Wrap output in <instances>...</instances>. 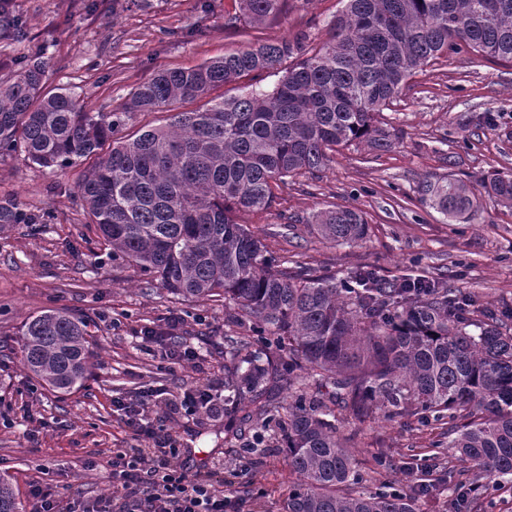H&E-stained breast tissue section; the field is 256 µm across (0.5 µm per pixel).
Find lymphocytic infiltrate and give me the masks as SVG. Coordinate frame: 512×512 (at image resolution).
<instances>
[{
	"label": "lymphocytic infiltrate",
	"mask_w": 512,
	"mask_h": 512,
	"mask_svg": "<svg viewBox=\"0 0 512 512\" xmlns=\"http://www.w3.org/2000/svg\"><path fill=\"white\" fill-rule=\"evenodd\" d=\"M172 448H140L112 461V499L91 512H238L236 497L173 463Z\"/></svg>",
	"instance_id": "1"
}]
</instances>
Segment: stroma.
<instances>
[{"instance_id":"obj_1","label":"stroma","mask_w":512,"mask_h":512,"mask_svg":"<svg viewBox=\"0 0 512 512\" xmlns=\"http://www.w3.org/2000/svg\"><path fill=\"white\" fill-rule=\"evenodd\" d=\"M24 23L19 39H0V63L39 56L49 87L73 88L94 112L121 110L128 94L161 68H192L239 49L251 39L328 37L341 0H288V14L259 27H226L238 0H8ZM383 120L399 130L391 151L363 145L340 149L319 175H298L276 187L266 211L243 215L269 253L288 268L344 277L368 270L383 281L448 273L452 285L480 308L512 309V208L482 195L477 212L449 224L420 200L421 183L435 176L473 182L512 173V62L472 49L448 53L413 75ZM83 172L39 169L20 153L0 159V198L43 213L41 224L0 234V475L13 482L24 507L31 486L62 490L71 507L112 492L117 452L141 447L116 400L150 390L161 395L152 413L160 440L177 450L189 473L230 479L240 512H284L297 478L280 440L254 455L243 449L251 424L226 437L229 412L171 410L195 385L224 388V339L237 335L230 301L199 302L163 289L138 266L105 248L77 192ZM329 207L358 210L365 241L334 245L315 231L313 216ZM68 310L83 319L92 374L68 393L40 386L21 362L25 321ZM174 330L197 350L176 362L166 346L144 343L143 330ZM340 434L362 468L384 457L408 489L428 485L420 512H446L448 492L427 475L426 446L440 425L416 419L358 422L340 413Z\"/></svg>"}]
</instances>
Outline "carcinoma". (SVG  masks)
Masks as SVG:
<instances>
[{"mask_svg":"<svg viewBox=\"0 0 512 512\" xmlns=\"http://www.w3.org/2000/svg\"><path fill=\"white\" fill-rule=\"evenodd\" d=\"M287 8L288 0H239L226 25L274 22ZM461 44L512 62V0H346L319 47L303 49L301 36L256 39L194 68H163L119 112H89L78 92L47 90L39 59L4 65L0 157L19 150L51 170L89 162L78 193L112 254L173 295L228 299L250 316L245 332L224 337V400L256 423L244 452L256 453L272 429L285 444L299 478L285 512H419L395 479L368 489L339 435L338 410L448 420V447L470 472L467 492L448 468L436 478L454 512H469L472 493L512 475V325L474 318L478 309L444 273L385 287L369 271L341 279L290 272L240 222L273 207L275 183L324 170L338 147L390 150L399 136L381 113L411 76ZM264 73L281 74L273 88L212 98L172 112L165 126L117 136L130 113L171 112ZM483 189L512 207L511 174ZM420 194L450 223L479 206L476 186L455 178L425 180ZM42 221L0 199V233ZM314 225L334 244L368 233L347 207L320 211ZM21 357L40 383L63 393L81 387L90 372L85 323L65 310L32 317ZM274 385L288 388L282 411L267 399ZM0 512H24L4 476Z\"/></svg>","mask_w":512,"mask_h":512,"instance_id":"obj_1","label":"carcinoma"}]
</instances>
